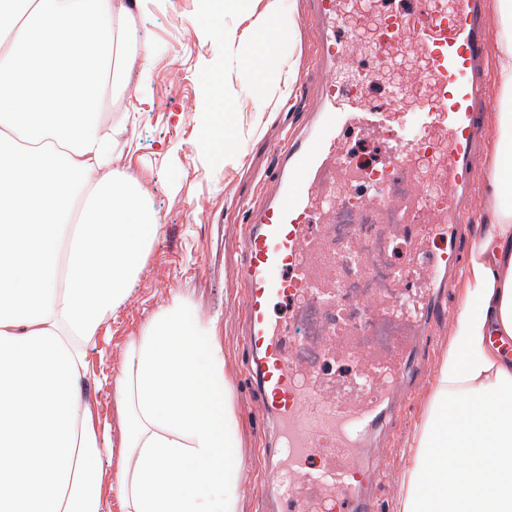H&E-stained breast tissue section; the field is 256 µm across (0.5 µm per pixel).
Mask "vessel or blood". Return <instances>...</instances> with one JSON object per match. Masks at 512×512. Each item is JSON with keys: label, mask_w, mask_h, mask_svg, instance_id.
I'll use <instances>...</instances> for the list:
<instances>
[{"label": "vessel or blood", "mask_w": 512, "mask_h": 512, "mask_svg": "<svg viewBox=\"0 0 512 512\" xmlns=\"http://www.w3.org/2000/svg\"><path fill=\"white\" fill-rule=\"evenodd\" d=\"M309 3L318 92L302 131L273 148L262 203L242 207L246 234L235 269L244 285L242 336L268 432L260 474L242 471L241 484L276 512H378L371 491L388 451L369 444L412 382L422 337L444 325L440 299L457 288L470 248L493 30L485 0H376L364 28L356 24L363 0ZM397 55L419 62L403 89L412 102L402 116L391 100L368 99ZM364 136L387 143L383 166L350 151V139ZM351 199L354 218L369 214L407 235L400 275L415 279L416 292L370 297L373 319L407 331L385 353L356 352L360 380L340 391L301 363L288 340L306 302L336 299L340 256L313 227L335 223ZM286 302L293 314L283 319L276 311Z\"/></svg>", "instance_id": "obj_1"}]
</instances>
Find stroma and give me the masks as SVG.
Returning a JSON list of instances; mask_svg holds the SVG:
<instances>
[{"label": "stroma", "instance_id": "1", "mask_svg": "<svg viewBox=\"0 0 512 512\" xmlns=\"http://www.w3.org/2000/svg\"><path fill=\"white\" fill-rule=\"evenodd\" d=\"M308 8L307 0H283L281 9L280 55L296 72L295 102L289 108L277 88L256 89L251 66L225 77L224 31L235 28L238 20L209 14L206 0H142L122 21L136 41H149L152 62L148 74L136 69L130 74L123 96L135 111L134 120L127 122L128 144L112 167L143 184L163 230L128 299L105 323L98 349L89 354L92 374L84 398L97 407L108 427L104 444L120 440L113 377L130 337L174 295L183 294L194 300L202 319L221 320L224 371L243 462L259 466L262 421L248 408L252 392L240 338L243 288L229 270L239 258L244 236L239 205L260 203L262 180L270 172V148L297 129L305 99L315 90L314 50L310 32L301 24ZM225 112L231 113L238 130L239 159L233 163L205 149L215 118ZM448 335L443 327L427 342L428 375L397 422L390 474L377 491L381 512H391L407 462L406 438L422 417Z\"/></svg>", "mask_w": 512, "mask_h": 512}]
</instances>
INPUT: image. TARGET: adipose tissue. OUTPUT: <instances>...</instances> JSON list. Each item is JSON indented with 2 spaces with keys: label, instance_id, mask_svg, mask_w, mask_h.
I'll use <instances>...</instances> for the list:
<instances>
[{
  "label": "adipose tissue",
  "instance_id": "1",
  "mask_svg": "<svg viewBox=\"0 0 512 512\" xmlns=\"http://www.w3.org/2000/svg\"><path fill=\"white\" fill-rule=\"evenodd\" d=\"M281 0L226 44L292 88L276 52ZM500 86L484 173L486 227L425 414L407 438L395 512H512V0H492ZM128 0H0V512H241L242 456L219 317L174 296L115 378L117 469L85 401L89 353L162 230L114 171L126 127L102 114L124 71Z\"/></svg>",
  "mask_w": 512,
  "mask_h": 512
}]
</instances>
